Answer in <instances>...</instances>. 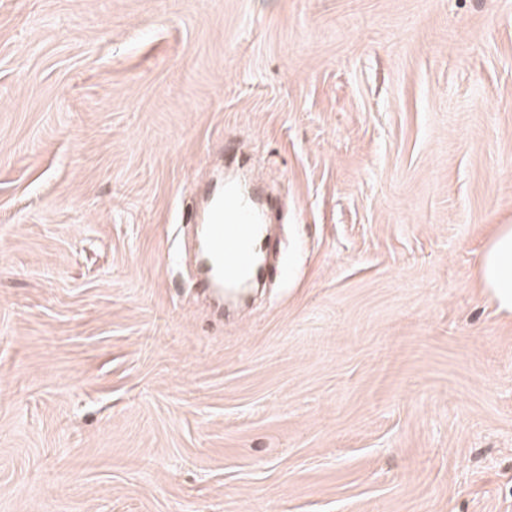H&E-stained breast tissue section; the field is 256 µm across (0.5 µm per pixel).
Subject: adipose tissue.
I'll return each mask as SVG.
<instances>
[{"label":"adipose tissue","mask_w":512,"mask_h":512,"mask_svg":"<svg viewBox=\"0 0 512 512\" xmlns=\"http://www.w3.org/2000/svg\"><path fill=\"white\" fill-rule=\"evenodd\" d=\"M478 286L512 314V224L496 225L478 262Z\"/></svg>","instance_id":"obj_1"}]
</instances>
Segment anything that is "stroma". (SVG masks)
I'll return each mask as SVG.
<instances>
[{
    "label": "stroma",
    "instance_id": "stroma-1",
    "mask_svg": "<svg viewBox=\"0 0 512 512\" xmlns=\"http://www.w3.org/2000/svg\"><path fill=\"white\" fill-rule=\"evenodd\" d=\"M257 177L235 323L185 207ZM512 0H0V512H512ZM478 288L512 314V224H497L478 262Z\"/></svg>",
    "mask_w": 512,
    "mask_h": 512
}]
</instances>
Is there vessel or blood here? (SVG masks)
I'll return each mask as SVG.
<instances>
[{
	"label": "vessel or blood",
	"mask_w": 512,
	"mask_h": 512,
	"mask_svg": "<svg viewBox=\"0 0 512 512\" xmlns=\"http://www.w3.org/2000/svg\"><path fill=\"white\" fill-rule=\"evenodd\" d=\"M197 248L199 287L216 303L277 277L269 263V208L254 185L227 179L209 191L203 208L183 216Z\"/></svg>",
	"instance_id": "vessel-or-blood-1"
}]
</instances>
